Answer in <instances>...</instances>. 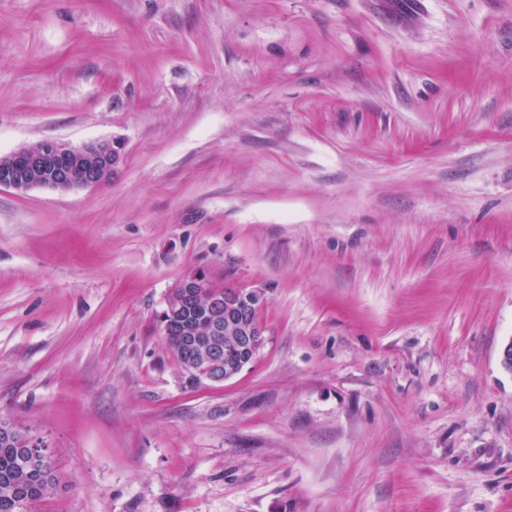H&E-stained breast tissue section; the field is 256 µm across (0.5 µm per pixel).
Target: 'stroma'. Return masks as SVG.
<instances>
[{
	"label": "stroma",
	"instance_id": "1",
	"mask_svg": "<svg viewBox=\"0 0 512 512\" xmlns=\"http://www.w3.org/2000/svg\"><path fill=\"white\" fill-rule=\"evenodd\" d=\"M117 141L112 179L0 188V418L28 512H512V0H0V157ZM267 299L194 383L159 316ZM207 275L197 274L194 277L183 280L178 284V297L180 302H189L201 307L207 313V319L203 326V330L199 331L198 327L193 324L186 326L184 332L187 334L182 336L183 343L186 346L194 347L203 341L205 344L201 354L195 355L189 362H196L202 356L204 362L207 363V373L200 381L210 383H221L235 375L234 367L225 365L223 367V349L220 344V337L224 336V346L228 342L236 343L243 352L250 357L243 359L234 349L229 351V357L238 368L243 367L249 360L252 363L258 350L260 349L264 330L258 320L259 309L254 306L252 318L248 314V307L259 303L261 307L264 303V297L257 290H246L241 288H219L210 280L209 291L219 294H209L204 298L203 291L200 288H207ZM224 296H222V295ZM205 336H210L211 341L208 343ZM25 437L26 432L15 428L3 435L0 431V512H24L27 504L57 488L50 455L28 452Z\"/></svg>",
	"mask_w": 512,
	"mask_h": 512
}]
</instances>
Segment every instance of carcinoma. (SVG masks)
<instances>
[{"label":"carcinoma","mask_w":512,"mask_h":512,"mask_svg":"<svg viewBox=\"0 0 512 512\" xmlns=\"http://www.w3.org/2000/svg\"><path fill=\"white\" fill-rule=\"evenodd\" d=\"M165 337L179 364L180 331L186 322H197L204 312H169ZM26 433L12 429L0 434V512H24L27 504L52 494L58 484L50 455H33L25 448Z\"/></svg>","instance_id":"1"}]
</instances>
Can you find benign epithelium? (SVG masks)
I'll return each mask as SVG.
<instances>
[{"instance_id":"benign-epithelium-1","label":"benign epithelium","mask_w":512,"mask_h":512,"mask_svg":"<svg viewBox=\"0 0 512 512\" xmlns=\"http://www.w3.org/2000/svg\"><path fill=\"white\" fill-rule=\"evenodd\" d=\"M121 145L117 142H97L73 146L57 140H45L23 148L6 157H0V187L26 193L33 189L59 191L77 190L104 185L112 176L120 161ZM207 276L197 274L180 282L178 297L190 302L207 313L202 327H185L182 337L187 346L205 342L201 355L191 362L203 360L207 373L202 380L221 383L235 375L233 367L223 365L221 342H234L243 352L256 358L264 330L260 323L251 319L248 307L264 302L257 290L226 288L224 294L204 295Z\"/></svg>"}]
</instances>
